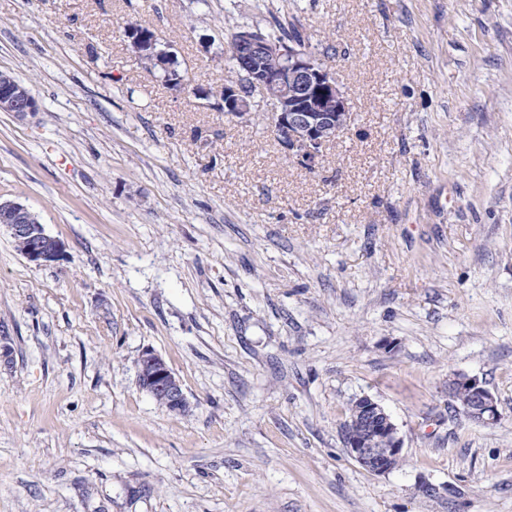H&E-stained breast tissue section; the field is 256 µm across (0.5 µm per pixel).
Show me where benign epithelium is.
I'll return each instance as SVG.
<instances>
[{"mask_svg": "<svg viewBox=\"0 0 512 512\" xmlns=\"http://www.w3.org/2000/svg\"><path fill=\"white\" fill-rule=\"evenodd\" d=\"M125 36L140 58H148L162 70L170 69L175 53L158 48L152 29L130 27ZM234 56L242 78L253 89L266 93L269 117L278 140L303 164L310 166L329 143L350 125L348 98L335 74L323 60L290 43L267 39L258 29L244 27L234 34ZM254 95L240 85L224 87V112L243 119L253 112ZM38 110L36 100L12 77L0 75V112L17 116ZM0 228L22 249V255L37 266L65 258L61 240L46 233L38 216L23 203L0 198ZM139 387L168 411L180 414L188 402L183 384L165 359L152 349L138 360ZM448 392L468 394L465 412L472 420L493 425L500 420L497 401L478 379L455 376ZM349 454L365 469L387 473L402 458L403 440L391 416L367 396L358 398L343 428Z\"/></svg>", "mask_w": 512, "mask_h": 512, "instance_id": "obj_1", "label": "benign epithelium"}]
</instances>
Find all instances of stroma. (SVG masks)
Wrapping results in <instances>:
<instances>
[{
	"label": "stroma",
	"mask_w": 512,
	"mask_h": 512,
	"mask_svg": "<svg viewBox=\"0 0 512 512\" xmlns=\"http://www.w3.org/2000/svg\"><path fill=\"white\" fill-rule=\"evenodd\" d=\"M291 13L353 113L310 166L221 97L231 35ZM0 71L38 103L0 112V196L66 254L0 231V512H512V0H0ZM362 396L385 474L343 443ZM125 36L129 41V45L138 55L139 58H148L156 68L161 70H171L170 61L174 58L175 53L158 48V42L155 33L150 27L147 29L139 27H130L126 30ZM173 72L177 74L187 72V69L182 68V63L176 57L171 62ZM0 228L16 243L18 252L36 266H46L65 258L64 244L46 233L38 216L23 203L0 198ZM138 384L169 412L180 414L187 410L188 402L181 380L153 349L143 350L139 357ZM448 392L452 395L456 392L466 393L456 396L462 406L469 396L470 401L464 409L472 420L484 425H493L500 420L501 414L494 395L477 378L455 376L448 381ZM345 448L365 469L387 473L402 458L403 440L391 416L367 396L358 398L343 428Z\"/></svg>",
	"instance_id": "1"
}]
</instances>
